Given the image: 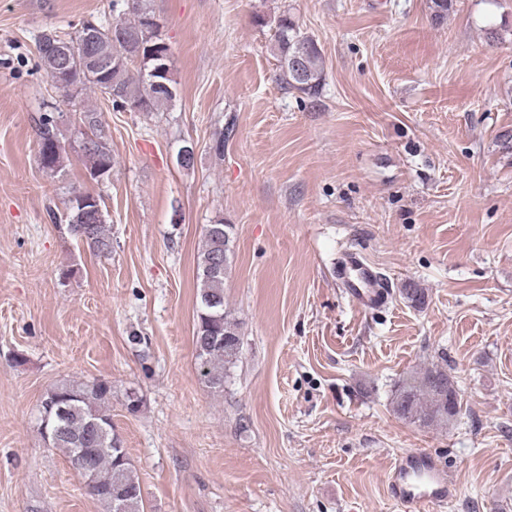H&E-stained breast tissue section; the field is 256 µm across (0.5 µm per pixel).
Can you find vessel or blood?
<instances>
[{"label": "vessel or blood", "mask_w": 512, "mask_h": 512, "mask_svg": "<svg viewBox=\"0 0 512 512\" xmlns=\"http://www.w3.org/2000/svg\"><path fill=\"white\" fill-rule=\"evenodd\" d=\"M333 274L349 303L360 310L387 304L389 292L378 268L356 252L338 259ZM392 500L402 512H446L456 495V485L428 451L413 448L402 453L387 474Z\"/></svg>", "instance_id": "1"}]
</instances>
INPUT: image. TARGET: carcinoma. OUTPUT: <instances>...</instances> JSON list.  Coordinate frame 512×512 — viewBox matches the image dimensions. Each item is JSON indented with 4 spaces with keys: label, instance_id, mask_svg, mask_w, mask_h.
Instances as JSON below:
<instances>
[{
    "label": "carcinoma",
    "instance_id": "cac0c4a2",
    "mask_svg": "<svg viewBox=\"0 0 512 512\" xmlns=\"http://www.w3.org/2000/svg\"><path fill=\"white\" fill-rule=\"evenodd\" d=\"M154 0H112V14L92 29L98 49L109 59L99 68L85 60L87 31L80 26L63 34L46 29L36 39L37 51L57 37L69 43L70 57L64 73L55 75L56 64L38 56L39 66L64 100L99 94L129 112H159L177 96L171 76H154L159 53L170 48L162 37V24L153 25ZM274 50L281 81L308 99L317 100L325 85V61L314 39L285 10L273 20ZM300 53L304 78L296 77L291 58ZM80 121L90 130L92 146L81 149L93 175L112 174V149L101 113L79 109ZM42 169L56 174L62 167V145L53 115L43 114L37 128ZM90 197L79 193L60 217L67 234L86 245L99 258L112 254V234L105 212L93 217L80 205ZM233 227L218 218L204 229L197 258L196 324L193 335L200 373L208 386L224 391L228 371L241 358L237 321L224 308V280L232 255ZM401 296L415 308L426 306L425 289L409 280ZM393 412L422 428H448L460 413L455 382L439 365L417 369L398 382L392 393ZM44 446L62 450L72 468L84 480L89 495L107 506L108 512H145L141 483L124 442L112 422V382L102 379L59 382L49 387L38 405Z\"/></svg>",
    "mask_w": 512,
    "mask_h": 512
}]
</instances>
